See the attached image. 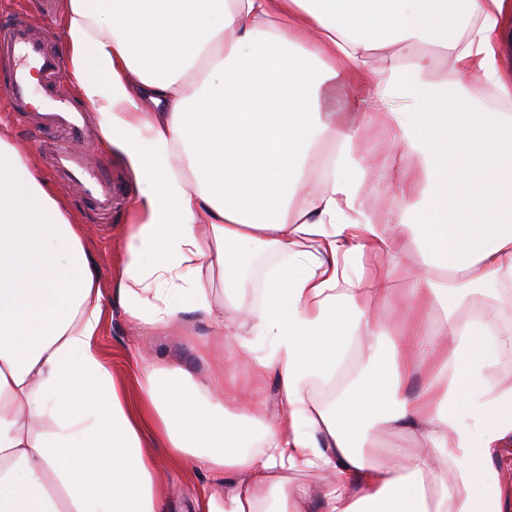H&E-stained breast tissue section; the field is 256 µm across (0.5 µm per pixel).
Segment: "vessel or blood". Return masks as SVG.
<instances>
[{
    "label": "vessel or blood",
    "mask_w": 512,
    "mask_h": 512,
    "mask_svg": "<svg viewBox=\"0 0 512 512\" xmlns=\"http://www.w3.org/2000/svg\"><path fill=\"white\" fill-rule=\"evenodd\" d=\"M0 53L9 60L4 85L8 101L20 121H28L26 106L31 94L27 71L38 68L46 79L45 95L49 104L39 118L46 123L63 125L70 138L78 139L88 131L86 113L71 97L60 95L62 76L60 60L44 40L35 36L22 19H13L0 30ZM56 168L65 179L79 187L83 199L94 209H108L122 188L104 168H94L86 159L64 151L55 158Z\"/></svg>",
    "instance_id": "1"
}]
</instances>
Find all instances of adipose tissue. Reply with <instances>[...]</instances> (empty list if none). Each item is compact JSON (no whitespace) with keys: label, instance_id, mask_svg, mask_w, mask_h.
<instances>
[{"label":"adipose tissue","instance_id":"1","mask_svg":"<svg viewBox=\"0 0 512 512\" xmlns=\"http://www.w3.org/2000/svg\"><path fill=\"white\" fill-rule=\"evenodd\" d=\"M512 0H65L68 82L138 183L114 295L130 319L166 329L193 312L224 360L276 374L268 413L251 389L223 393L182 367L138 366V400L96 345L104 295L74 224L0 117V512H165L160 459L214 484L196 512H505L494 461L512 441V358L501 294L512 288V113L466 102L461 78L501 99V19ZM356 90L359 122L321 92ZM416 160L392 172L358 144L366 122ZM320 191L303 187L322 139ZM377 180L376 204L361 192ZM397 214L392 224L373 208ZM421 264L394 295L388 269ZM271 271L248 334L214 302L235 301L256 254ZM375 259L365 268L363 258ZM457 286H449L448 275ZM400 302L382 321L376 307ZM472 314H461L462 306ZM444 313L443 327L432 320ZM366 368L336 402L305 393L336 374L354 336ZM425 372L414 395L405 379ZM406 448L373 463V430ZM446 462L442 491L426 479ZM317 484L291 486L288 472Z\"/></svg>","mask_w":512,"mask_h":512}]
</instances>
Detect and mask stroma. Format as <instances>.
Returning <instances> with one entry per match:
<instances>
[{"label": "stroma", "instance_id": "stroma-1", "mask_svg": "<svg viewBox=\"0 0 512 512\" xmlns=\"http://www.w3.org/2000/svg\"><path fill=\"white\" fill-rule=\"evenodd\" d=\"M62 0H0V20L13 14L24 15L52 47L60 45L58 18ZM19 146L31 152L33 160L44 178H51L50 161L59 149L78 150L59 128L34 131L15 124ZM54 188L66 202L75 223L81 224L89 258L100 274L105 297H112L116 275L125 257L126 228L131 221V204L123 202L112 214L101 215L89 209L80 199L78 187L55 182ZM208 333V327L196 315H185L180 326L168 330H144L128 321L120 305L107 309L104 327L96 344L113 373L132 380L136 367L146 361L159 367L183 366L193 369L195 376H224L247 379L251 368L247 362L227 364L203 363L198 348ZM156 479L169 499L171 512H193L198 492L211 481L209 472L197 469L184 474L168 461H161Z\"/></svg>", "mask_w": 512, "mask_h": 512}]
</instances>
